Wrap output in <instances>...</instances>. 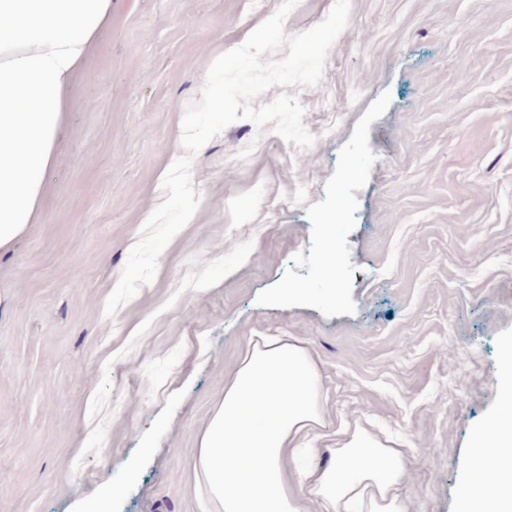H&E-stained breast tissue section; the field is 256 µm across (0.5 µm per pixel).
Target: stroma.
Instances as JSON below:
<instances>
[{"label": "stroma", "mask_w": 512, "mask_h": 512, "mask_svg": "<svg viewBox=\"0 0 512 512\" xmlns=\"http://www.w3.org/2000/svg\"><path fill=\"white\" fill-rule=\"evenodd\" d=\"M280 2L113 0L0 254V512H206L194 454L255 336L317 369L309 447L365 426L409 512H456L512 344V0H351L297 92L315 144L246 120L207 142L196 215L104 314L212 60Z\"/></svg>", "instance_id": "stroma-1"}]
</instances>
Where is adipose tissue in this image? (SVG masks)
Segmentation results:
<instances>
[{"label":"adipose tissue","instance_id":"obj_1","mask_svg":"<svg viewBox=\"0 0 512 512\" xmlns=\"http://www.w3.org/2000/svg\"><path fill=\"white\" fill-rule=\"evenodd\" d=\"M112 20V0H0V251L34 223L69 105L63 89ZM506 411L474 440L456 512H512V367ZM323 424L319 376L280 336L249 348L204 428L195 457L209 512H409L398 449L358 429L325 464L300 467Z\"/></svg>","mask_w":512,"mask_h":512}]
</instances>
